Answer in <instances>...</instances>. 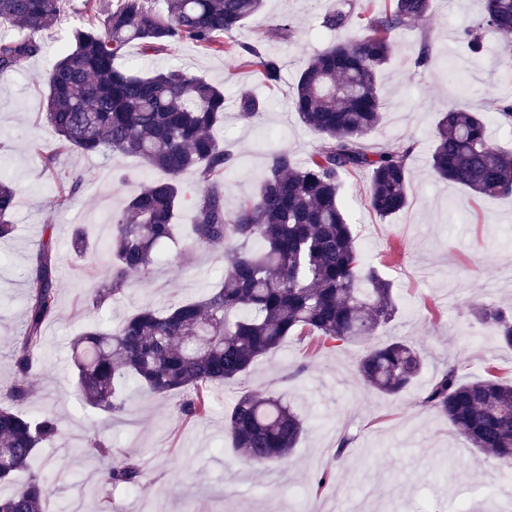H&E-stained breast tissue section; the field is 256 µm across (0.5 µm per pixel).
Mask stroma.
<instances>
[{"label":"stroma","instance_id":"1","mask_svg":"<svg viewBox=\"0 0 512 512\" xmlns=\"http://www.w3.org/2000/svg\"><path fill=\"white\" fill-rule=\"evenodd\" d=\"M386 2L266 0L236 37L260 42L280 57L281 80L273 87L232 56L189 44L144 56L133 43L122 62L140 71L185 68L223 85L228 116L217 137L236 158L224 177V202L231 210L255 192L270 152L288 151L301 163L319 144L289 106L292 87L306 60L352 34L348 28H321V16L339 5L378 11ZM81 4L65 0L57 21L38 36L40 53L0 75V174L21 188L16 234L0 242V389L15 377L12 350L26 320L25 280L42 238L52 237L61 257L55 271L57 311L44 324L39 370L29 381L32 396L21 407L26 414L51 411L61 429L33 461L52 486L45 512H105L111 503L121 512H512V479L502 478L492 457L478 453L420 403L423 391L451 364L466 378L490 368L512 380V349L469 311L475 301L512 305V196L472 197L461 186L436 179L429 165L439 114L451 100L484 113L494 141L512 148V127L499 124L496 110L501 99L512 98V67L500 63L494 33L484 32V49L476 58L460 39L480 18L481 0H431L428 19L397 31L380 76L386 114L365 145L382 152L414 143L407 208L381 219L367 203L368 174L343 179L342 200L359 247L368 265L393 284L395 319L367 343L307 351L286 341L259 359L243 381L214 388L211 412L200 420L179 413L178 395L157 400L133 385L125 413L110 417L87 406L74 387L71 341L90 322L114 326L143 306L203 296L225 272L223 259L197 251L183 264H159L149 285H130L119 299L86 307L108 261L104 246L111 228L101 223V212L120 210L154 173L134 157L68 151L58 166L79 173L81 188L66 206L51 202L53 187L41 173L38 152L54 146L56 138L44 118L41 76L74 31L86 26ZM286 16L293 21L291 30L277 31L276 23ZM426 40L434 43L435 57L418 69L414 59ZM246 90L265 99L260 118L238 116L234 103ZM78 226L94 257L72 250ZM394 336L416 344L425 358L410 393L395 398L367 387L357 374L369 346ZM302 363L306 371L294 376ZM245 390L283 398L306 422L305 436L279 464L249 462L224 433V416ZM93 432L141 460L138 487L99 486L104 460L84 444ZM344 437L351 444L340 458L336 445ZM326 470L333 471L332 482L310 493Z\"/></svg>","mask_w":512,"mask_h":512}]
</instances>
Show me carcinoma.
Segmentation results:
<instances>
[{"instance_id":"cac0c4a2","label":"carcinoma","mask_w":512,"mask_h":512,"mask_svg":"<svg viewBox=\"0 0 512 512\" xmlns=\"http://www.w3.org/2000/svg\"><path fill=\"white\" fill-rule=\"evenodd\" d=\"M431 0H389L379 13L353 15L335 10L321 17L328 29L356 25L354 39L336 42L309 58L292 87L290 104L320 143L299 166L284 151L272 152L257 193L233 210L224 204V173L234 165L216 132L224 127V88L183 69L143 75L119 67L128 45L145 54L180 43L206 51L232 53L255 68L262 81L281 80L278 56L261 45L241 42L234 33L259 13L263 0H165L160 12L152 0H83L98 24L80 28L70 46L47 70L46 120L57 146L40 154L41 171L55 188L57 204L77 190L81 177L57 166L59 153L136 156L164 174L146 182L122 209L111 214L109 264L92 306L124 293L133 280L152 281L159 254L181 243L168 260L179 262L194 249L222 250L227 273L200 298L167 308L143 307L115 328L95 325L72 341L77 390L92 408L117 416L125 410L124 387L135 383L148 395L183 393L180 413L193 419L210 412L209 391L244 379L254 363L275 353L289 338L359 343L376 335L397 313L391 282L365 263L340 200L342 177L366 170L369 203L382 219L409 202L408 160L414 144L369 154L363 139L384 119L378 75L390 60L395 32L427 18ZM62 0H0V25L22 26L15 37L0 32V75L18 69L41 46L40 32L52 25ZM500 37V56L512 60V0H484L477 26L466 30L468 45L481 48V31ZM251 92L237 101L240 117L264 111ZM434 175L478 197L512 195V152L489 137L483 113L450 102L433 134ZM196 178L186 194L183 175ZM19 187L0 176V239L10 238ZM192 211V223H174L179 207ZM52 239L42 241L26 278L28 317L14 343L16 379L0 394V481L29 468L36 449L54 442L59 424L50 412L18 410L31 395L28 378L43 346V325L57 309ZM474 318L512 349V310L491 303L472 305ZM424 367L416 346L394 340L371 348L358 363V375L378 392H406ZM422 405L448 421L480 452L512 473V381L492 374L464 380L454 364L433 379ZM233 448L254 462L275 464L297 446L305 420L279 397L258 398L245 391L224 416ZM141 466L125 457L100 473L105 485L137 486ZM50 492L43 472L6 495L0 512H43Z\"/></svg>"}]
</instances>
